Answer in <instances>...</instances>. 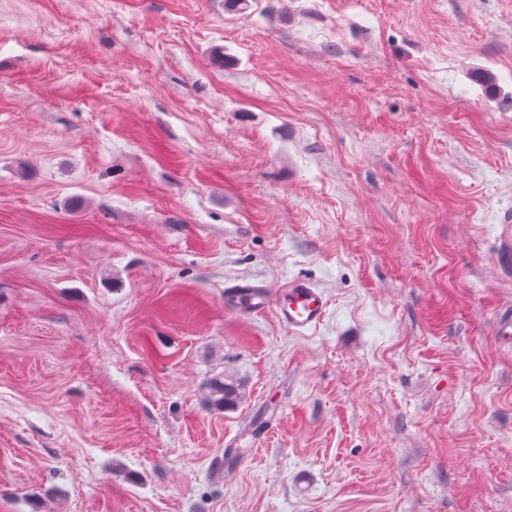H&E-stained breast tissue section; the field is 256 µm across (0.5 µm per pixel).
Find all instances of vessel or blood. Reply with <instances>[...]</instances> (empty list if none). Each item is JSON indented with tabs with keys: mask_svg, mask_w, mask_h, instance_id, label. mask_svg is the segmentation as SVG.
<instances>
[{
	"mask_svg": "<svg viewBox=\"0 0 512 512\" xmlns=\"http://www.w3.org/2000/svg\"><path fill=\"white\" fill-rule=\"evenodd\" d=\"M496 264L502 272H512V213L499 225ZM230 306L249 313L274 310L277 320L300 333L317 327L326 313L323 293L303 279H294L273 291L256 284H238L228 296Z\"/></svg>",
	"mask_w": 512,
	"mask_h": 512,
	"instance_id": "b4317fda",
	"label": "vessel or blood"
}]
</instances>
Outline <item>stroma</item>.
Masks as SVG:
<instances>
[{"mask_svg": "<svg viewBox=\"0 0 512 512\" xmlns=\"http://www.w3.org/2000/svg\"><path fill=\"white\" fill-rule=\"evenodd\" d=\"M509 211L512 0H0V512H512ZM496 248L497 267L507 274L512 272V213L503 216ZM230 288V306L248 313L273 309L277 320L297 333L317 327L326 313L323 293L303 279L291 280L276 291L249 283ZM212 402L215 405L224 406L235 403L241 397V387L224 375L214 377L210 382Z\"/></svg>", "mask_w": 512, "mask_h": 512, "instance_id": "obj_1", "label": "stroma"}]
</instances>
